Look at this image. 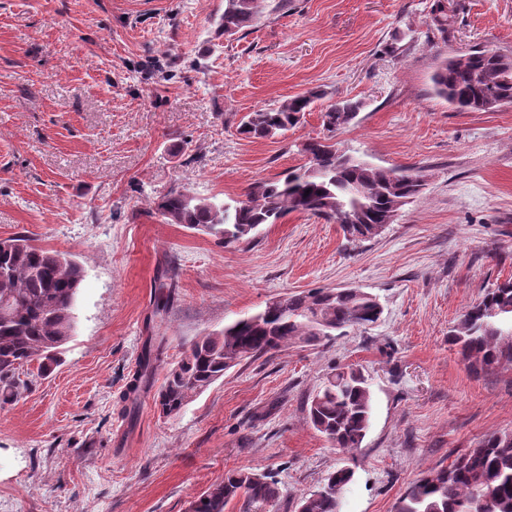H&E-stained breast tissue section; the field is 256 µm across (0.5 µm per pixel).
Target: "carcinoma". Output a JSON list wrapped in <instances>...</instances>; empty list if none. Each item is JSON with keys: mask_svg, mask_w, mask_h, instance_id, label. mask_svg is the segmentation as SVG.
<instances>
[{"mask_svg": "<svg viewBox=\"0 0 512 512\" xmlns=\"http://www.w3.org/2000/svg\"><path fill=\"white\" fill-rule=\"evenodd\" d=\"M263 0H224L219 26L235 35L253 26ZM453 21L450 0H436L430 22L442 33ZM435 94L460 112H488L499 101L512 103V55L473 48L442 60L431 76ZM322 97L318 91L295 95L276 107L243 117L238 132L248 137L282 135L295 127ZM361 102L339 100L322 112L327 135L312 138L297 152L304 163L278 179L259 180L241 199L219 201L184 191H171L154 201L169 224H184L218 237L226 247L251 242L263 224H276L298 212L341 226L351 241L371 239L403 199L424 186L423 171L379 168L353 161L339 148L336 130L353 121ZM0 250V398L19 393L18 370L33 362L46 370L57 362L74 335L73 311L81 265L72 257L44 249L26 236L8 239ZM377 306L358 288H324L284 294L255 314L239 318L224 330L200 337L170 367L156 405L165 416L179 414L190 398L245 359L277 351L290 342L320 343L354 328L377 322ZM468 369L487 373L512 361V282L488 289L468 306L448 331ZM161 349L146 338L138 369L121 401L150 385ZM370 384L356 366L334 368L311 397L308 418L332 446L347 453L361 448L369 427ZM355 480L351 467H340L324 479L323 493L304 496L303 512H341L338 500ZM247 503H273L279 498L272 476L229 470L224 482L198 499L197 512H225L238 497ZM394 512H512V433L494 434L459 454L448 466L430 468L397 500Z\"/></svg>", "mask_w": 512, "mask_h": 512, "instance_id": "obj_1", "label": "carcinoma"}]
</instances>
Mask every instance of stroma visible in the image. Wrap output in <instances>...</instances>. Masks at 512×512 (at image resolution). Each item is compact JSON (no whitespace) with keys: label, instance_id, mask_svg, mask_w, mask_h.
<instances>
[{"label":"stroma","instance_id":"1","mask_svg":"<svg viewBox=\"0 0 512 512\" xmlns=\"http://www.w3.org/2000/svg\"><path fill=\"white\" fill-rule=\"evenodd\" d=\"M265 0L255 26L218 27L224 0H0V238L25 235L84 271L76 330L49 375L0 402V512H187L231 469L266 472L269 512H297L337 467H356L341 512H393L423 471L512 432V363L468 370L448 331L512 280V105L459 112L430 76L472 48L512 53V0ZM324 90L286 135L249 139L248 113ZM341 98L363 109L340 147L383 168L418 167L422 192L375 238L300 213L224 247L152 207L172 190L238 197L298 166ZM171 284L155 315L158 281ZM358 288L380 319L315 346L241 361L176 416L154 398L201 336L286 293ZM165 367L133 415L120 395L146 335ZM372 391L356 456L311 425L332 368ZM453 7L449 0H436L432 5L430 22L441 33H447L453 21Z\"/></svg>","mask_w":512,"mask_h":512}]
</instances>
